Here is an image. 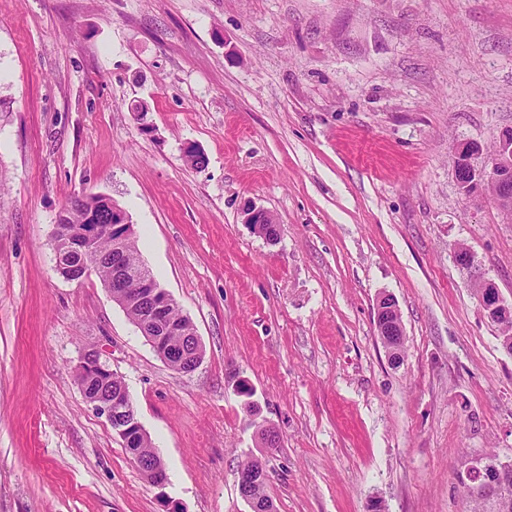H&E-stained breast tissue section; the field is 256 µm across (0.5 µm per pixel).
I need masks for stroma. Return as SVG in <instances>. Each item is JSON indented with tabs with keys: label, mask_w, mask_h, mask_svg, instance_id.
Returning a JSON list of instances; mask_svg holds the SVG:
<instances>
[{
	"label": "stroma",
	"mask_w": 512,
	"mask_h": 512,
	"mask_svg": "<svg viewBox=\"0 0 512 512\" xmlns=\"http://www.w3.org/2000/svg\"><path fill=\"white\" fill-rule=\"evenodd\" d=\"M508 130L512 0H0V512H251V456L276 512H464L468 460H512V351L453 253L512 306V217L455 165ZM90 193L190 319L193 372L55 271L56 218ZM88 350L165 485L83 397ZM386 304H388L387 307L382 310L387 313L381 319L378 331L383 343L390 349L393 361L397 363L405 341V334L393 300L387 299Z\"/></svg>",
	"instance_id": "obj_1"
}]
</instances>
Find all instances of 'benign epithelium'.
<instances>
[{
	"label": "benign epithelium",
	"instance_id": "7a95c632",
	"mask_svg": "<svg viewBox=\"0 0 512 512\" xmlns=\"http://www.w3.org/2000/svg\"><path fill=\"white\" fill-rule=\"evenodd\" d=\"M461 163L465 164L471 177L470 184L484 180L492 181L497 191L495 199L502 205L512 200V136L504 133L499 137V148L485 165L478 167L473 163V153L461 151L459 154ZM246 223L248 224H272L274 216L263 208L252 204L245 209ZM112 233L125 238L129 236L133 227L129 224L126 214L118 207L112 208ZM116 276L108 286V291L114 298H120L124 302L144 301L149 311L146 322L139 325L142 334L148 335L149 344L164 361H169L170 342L169 337L178 331L177 326L169 320L168 310L174 303L170 294L157 283L148 272H142L139 278V288L136 293L130 294L125 290L126 270L119 255H114ZM481 306L486 315H507L512 308L506 305L500 297L497 288L491 283L483 284L480 296ZM387 307L384 317L378 326L379 336L383 343L390 349L394 362H399L400 353L405 341L403 326L393 300L386 301ZM80 371L91 376H105L112 373L109 367L100 361L99 355L87 351L82 355ZM83 396L100 416L104 417L112 426V430L128 444L143 429L136 417V412L129 402L125 392L107 394L95 398L88 397L85 386H80ZM137 466L145 471L156 485L165 483L163 467L150 459L137 461ZM264 470L261 460H255V465L242 467L238 475V487L242 496L248 498L254 487L260 482V474ZM512 476V463H503L498 460L493 465H488L485 456L476 455L470 459L468 468L461 479V484L467 493H479L489 499L498 500L509 494L512 490L506 482Z\"/></svg>",
	"mask_w": 512,
	"mask_h": 512
}]
</instances>
